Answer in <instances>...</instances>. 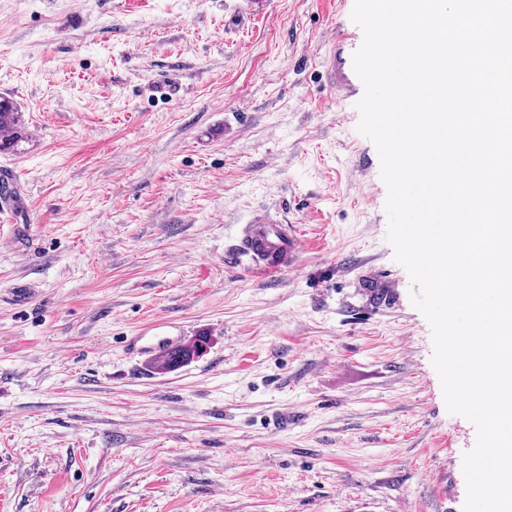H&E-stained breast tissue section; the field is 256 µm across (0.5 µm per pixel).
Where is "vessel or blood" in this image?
<instances>
[{"mask_svg":"<svg viewBox=\"0 0 512 512\" xmlns=\"http://www.w3.org/2000/svg\"><path fill=\"white\" fill-rule=\"evenodd\" d=\"M357 48L351 34L342 32L336 37V49L328 58L327 77L336 91L337 103L354 97L361 83L353 67ZM304 250L300 231L292 224L272 223L268 214L256 215L241 229L238 252L250 256L247 267L250 276L277 281L284 272L294 270ZM183 336L166 330L164 324L154 327V338L147 351L172 350L182 346Z\"/></svg>","mask_w":512,"mask_h":512,"instance_id":"vessel-or-blood-1","label":"vessel or blood"}]
</instances>
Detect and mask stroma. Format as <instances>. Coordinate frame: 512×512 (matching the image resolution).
<instances>
[{
    "instance_id": "obj_1",
    "label": "stroma",
    "mask_w": 512,
    "mask_h": 512,
    "mask_svg": "<svg viewBox=\"0 0 512 512\" xmlns=\"http://www.w3.org/2000/svg\"><path fill=\"white\" fill-rule=\"evenodd\" d=\"M353 7L0 0V512H463L476 428L323 67ZM262 210L305 242L274 283L233 257ZM155 321L205 352L156 370ZM23 113L18 105L10 98L0 97V130H8L11 133V138L4 141L8 134L6 131L0 133V150L2 149H18L19 144L22 142V129Z\"/></svg>"
}]
</instances>
